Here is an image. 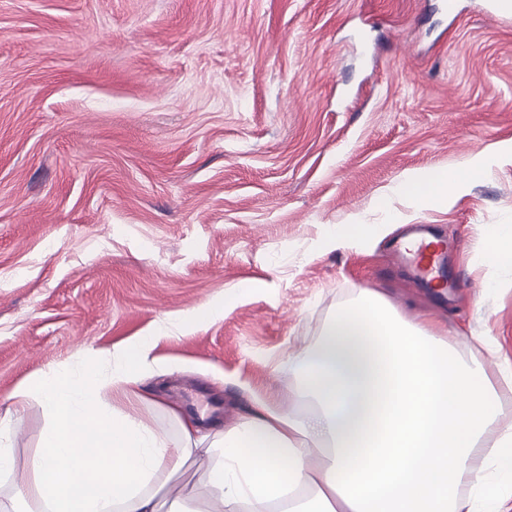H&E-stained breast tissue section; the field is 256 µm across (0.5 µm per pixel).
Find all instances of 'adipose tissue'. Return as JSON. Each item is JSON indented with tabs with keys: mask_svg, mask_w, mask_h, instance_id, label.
<instances>
[{
	"mask_svg": "<svg viewBox=\"0 0 512 512\" xmlns=\"http://www.w3.org/2000/svg\"><path fill=\"white\" fill-rule=\"evenodd\" d=\"M490 164L478 153L453 173L406 174L397 189L440 209ZM161 337L96 351L11 393L16 402L39 396L47 416L25 485L39 512H184L204 488L212 512H499L490 481H512V426L486 444L497 387L480 360H462L380 295L360 292L314 345L288 355L289 373L315 402L311 414L257 400L212 437L180 416L172 439L108 403L113 389L139 396ZM109 357L105 379L99 364ZM201 451L213 461L206 484L174 482Z\"/></svg>",
	"mask_w": 512,
	"mask_h": 512,
	"instance_id": "ef3b65f1",
	"label": "adipose tissue"
}]
</instances>
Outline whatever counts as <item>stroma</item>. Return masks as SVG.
Instances as JSON below:
<instances>
[{
  "label": "stroma",
  "mask_w": 512,
  "mask_h": 512,
  "mask_svg": "<svg viewBox=\"0 0 512 512\" xmlns=\"http://www.w3.org/2000/svg\"><path fill=\"white\" fill-rule=\"evenodd\" d=\"M441 2L0 0V498L35 508L23 471L46 417L8 399L35 375L159 331L167 366L123 412L172 437L171 407L215 412L205 431L258 399L303 415L284 360L363 289L481 359L512 424V263L488 258L512 159L448 208L372 207L405 172L512 141V17ZM391 211L386 233L325 247ZM408 224L447 240V302L392 260ZM398 216L392 215L388 224H362L358 222H347V224H340L337 229H334L329 237V244L331 247L343 248L353 242L356 237L364 234L375 235L384 231L388 225L397 224ZM351 229H359L358 235L351 232Z\"/></svg>",
  "instance_id": "stroma-1"
}]
</instances>
